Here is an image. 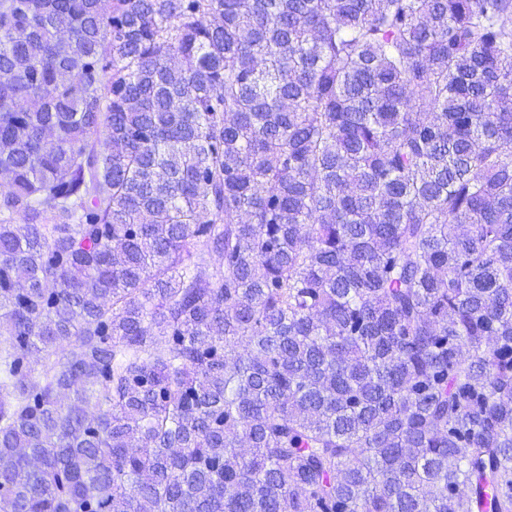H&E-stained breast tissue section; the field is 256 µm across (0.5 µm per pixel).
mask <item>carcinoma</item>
<instances>
[{
  "mask_svg": "<svg viewBox=\"0 0 512 512\" xmlns=\"http://www.w3.org/2000/svg\"><path fill=\"white\" fill-rule=\"evenodd\" d=\"M2 70L0 512H512V0H0Z\"/></svg>",
  "mask_w": 512,
  "mask_h": 512,
  "instance_id": "cac0c4a2",
  "label": "carcinoma"
}]
</instances>
